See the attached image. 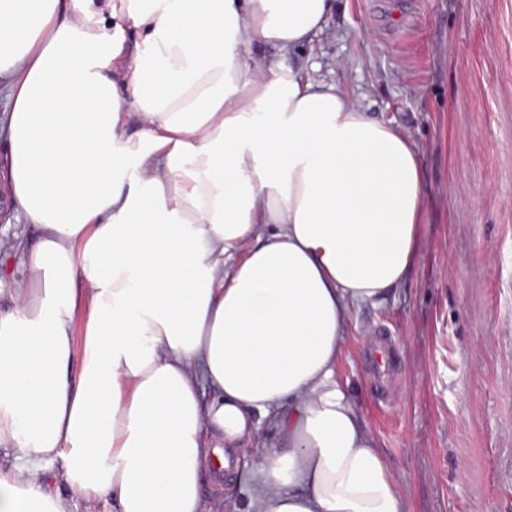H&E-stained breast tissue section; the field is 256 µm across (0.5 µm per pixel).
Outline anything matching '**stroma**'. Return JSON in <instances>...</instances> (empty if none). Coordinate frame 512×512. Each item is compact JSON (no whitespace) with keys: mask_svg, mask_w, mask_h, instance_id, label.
<instances>
[{"mask_svg":"<svg viewBox=\"0 0 512 512\" xmlns=\"http://www.w3.org/2000/svg\"><path fill=\"white\" fill-rule=\"evenodd\" d=\"M289 62L415 143L407 280L357 309L339 376L405 512H512V0H338ZM36 227L0 209V286Z\"/></svg>","mask_w":512,"mask_h":512,"instance_id":"obj_1","label":"stroma"}]
</instances>
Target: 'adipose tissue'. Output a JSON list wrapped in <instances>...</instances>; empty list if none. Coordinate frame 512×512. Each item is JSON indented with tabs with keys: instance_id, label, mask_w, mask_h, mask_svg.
Segmentation results:
<instances>
[{
	"instance_id": "adipose-tissue-1",
	"label": "adipose tissue",
	"mask_w": 512,
	"mask_h": 512,
	"mask_svg": "<svg viewBox=\"0 0 512 512\" xmlns=\"http://www.w3.org/2000/svg\"><path fill=\"white\" fill-rule=\"evenodd\" d=\"M101 2L0 0L6 180L40 230L0 308V512H200L249 454L250 512H404L338 365L413 269L424 165L338 85L251 63L333 0Z\"/></svg>"
}]
</instances>
